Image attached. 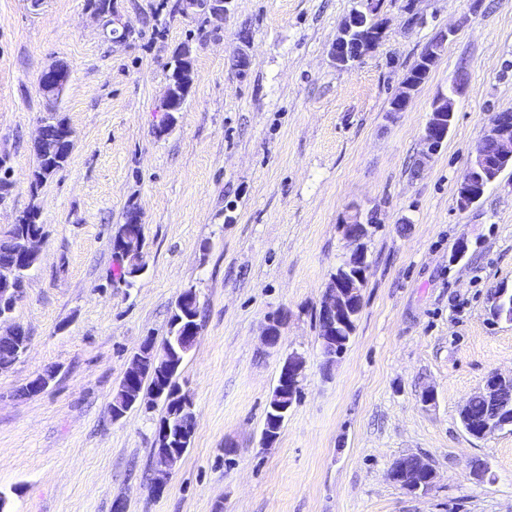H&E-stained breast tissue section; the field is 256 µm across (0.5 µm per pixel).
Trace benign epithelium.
<instances>
[{"mask_svg": "<svg viewBox=\"0 0 512 512\" xmlns=\"http://www.w3.org/2000/svg\"><path fill=\"white\" fill-rule=\"evenodd\" d=\"M231 0H181L182 11L186 15H202L209 22L222 19L228 10ZM95 14L112 26V31H122V35L130 32V27L123 22L115 5L105 9L95 10ZM370 18L378 23L373 29H366V43L362 45L356 56L350 62L360 61L366 54L373 51L382 42L387 29V21L380 15L376 0H358V8L353 10L340 26L336 40L330 48L332 58L339 60L346 55L347 42L351 31L363 26L362 20ZM194 70L186 69L179 74L176 81L169 84L164 104L175 112L179 109L180 96L177 84H187L193 81ZM69 80V67L57 61L45 69L39 80V90L46 102V111H57L59 100ZM465 78L458 75L448 88V93L439 96L432 103L430 114L422 135V155L425 159L436 154L437 144L444 142L452 126L455 115L456 96L465 88ZM487 136L492 141L494 153L487 155L477 149L461 178L455 196L457 206L465 210L479 202L483 196L482 189L495 183L500 176L499 165L512 160V111L496 112L492 115ZM372 225L365 224L360 219L344 225V236L347 241L349 255L343 259L331 275L322 296L319 313L326 318L325 327L320 329V343L325 366L333 365L341 357L345 340L342 336L349 332L356 316L362 309L363 288L366 282L364 240L371 233ZM288 321V312L279 311L268 316L262 332L263 344L272 350L280 349L283 340L282 330ZM0 340L19 339L21 344L18 356H23L27 350L29 338L21 334V328L10 323V318L0 316ZM168 360L167 352L156 348L150 340H145L134 354L126 371L127 381L135 382L145 374L146 366L159 367ZM304 364L299 359V352L285 355L281 361L278 387L287 391L285 399L273 406L275 415L272 424L265 426L263 440L266 443L274 441L293 406L295 389L300 387ZM512 386V375L500 373L491 374L485 381L484 392L489 400L497 398L499 390ZM194 417H189L175 427L168 421L160 423L154 432L155 478L156 489H163L172 474V470L184 456L186 449L170 448L159 450L163 444L173 440L182 443L190 442L194 433ZM389 478L409 493L426 492L434 484L436 473L433 467L423 458L409 454L396 459L388 471Z\"/></svg>", "mask_w": 512, "mask_h": 512, "instance_id": "1", "label": "benign epithelium"}]
</instances>
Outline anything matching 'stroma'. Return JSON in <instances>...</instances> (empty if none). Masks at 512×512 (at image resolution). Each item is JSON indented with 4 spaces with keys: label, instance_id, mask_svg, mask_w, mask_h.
I'll list each match as a JSON object with an SVG mask.
<instances>
[{
    "label": "stroma",
    "instance_id": "stroma-1",
    "mask_svg": "<svg viewBox=\"0 0 512 512\" xmlns=\"http://www.w3.org/2000/svg\"><path fill=\"white\" fill-rule=\"evenodd\" d=\"M179 3L117 0L133 30L117 42L93 0H0V230L33 205L44 227L14 311L29 348L0 370V492L12 512H113L119 501L125 512H512V431L477 439L460 422L490 374H512V322L489 315L495 288L512 287V170L478 204L455 202L492 114L512 110V0L475 12L469 0H380L385 38L351 67L329 49L356 0H232L206 27ZM451 25L411 107L391 112L410 66ZM187 41L195 76L170 114L161 102ZM58 60L75 144L35 189L38 80ZM460 72L447 142L422 162L431 105ZM132 212L146 272L130 286L113 238ZM356 214L376 220L363 306L327 371L318 308ZM190 287L201 333L179 383L196 429L159 494L150 463L164 407L116 420L112 396ZM280 309L277 352L261 334ZM286 350L303 354L304 378L266 447ZM51 366L44 393L20 396ZM405 454L434 468L427 493L389 479ZM474 461L483 482L469 477Z\"/></svg>",
    "mask_w": 512,
    "mask_h": 512
}]
</instances>
